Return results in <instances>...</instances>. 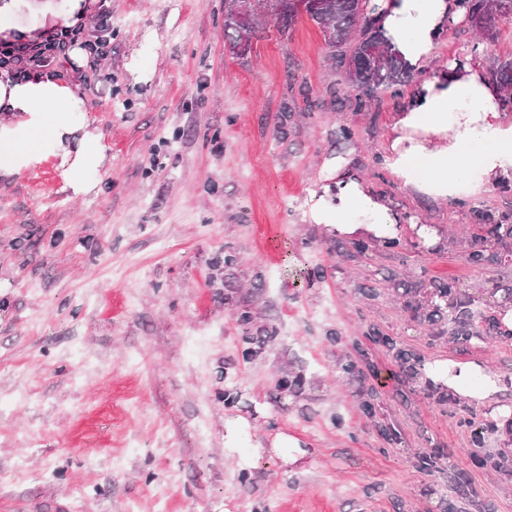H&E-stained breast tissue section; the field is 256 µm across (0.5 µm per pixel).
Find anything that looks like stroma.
<instances>
[{
	"instance_id": "obj_1",
	"label": "stroma",
	"mask_w": 512,
	"mask_h": 512,
	"mask_svg": "<svg viewBox=\"0 0 512 512\" xmlns=\"http://www.w3.org/2000/svg\"><path fill=\"white\" fill-rule=\"evenodd\" d=\"M90 8L89 34L100 12L112 14L111 53L94 70L68 56L54 69L77 85L105 146L95 191L72 198L53 152L35 169L0 170V512H512V479L473 462L512 460L499 416L512 414V339L456 347L414 311L418 289L452 277L472 311L496 312L490 291L512 286V253L474 268L461 237L479 232L475 209L512 211V179L444 199L405 187L384 149L414 87L367 112L332 110L341 77L306 17L283 33L260 17L242 58L224 44V0ZM493 57H512V20L480 43L464 19L422 76ZM306 88L320 103L310 115ZM342 126L352 140H337ZM348 155L404 214L396 247L359 252L348 237L339 252L304 220L318 170ZM422 224L444 228L447 246H429ZM227 247L242 261L210 283ZM245 303L278 334L248 362L234 317ZM372 327L426 363L476 365L468 386L494 383L492 406L469 401L459 414V392L441 402L411 384L367 338ZM359 348L362 375L342 376L337 361ZM285 365L305 378L298 395L275 389ZM228 375L242 393L232 408L216 398ZM377 384L372 420L359 394ZM236 418L247 426L230 449L224 424ZM379 421L399 444L378 435ZM476 422L486 427L479 449ZM280 433L300 442L295 465L271 446ZM425 448L448 455L463 489L414 467Z\"/></svg>"
}]
</instances>
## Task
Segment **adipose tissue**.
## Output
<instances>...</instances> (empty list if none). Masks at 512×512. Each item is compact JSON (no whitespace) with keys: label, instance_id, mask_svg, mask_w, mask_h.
Wrapping results in <instances>:
<instances>
[{"label":"adipose tissue","instance_id":"adipose-tissue-1","mask_svg":"<svg viewBox=\"0 0 512 512\" xmlns=\"http://www.w3.org/2000/svg\"><path fill=\"white\" fill-rule=\"evenodd\" d=\"M386 38L411 65L428 59L449 21L464 17L459 0H371ZM29 13L39 25L0 30V38L40 42L57 28L84 26L87 0H0V16ZM499 87L481 63L444 65L438 76L425 80L392 124L386 160L412 185L413 160L433 159L429 178L420 186L435 197H447L458 185L478 178L495 187L512 176V117L502 106ZM56 116V143L61 177L73 196L89 194L100 175L105 147L99 134L82 118L83 103L71 86L44 71L27 80L0 72V149L14 156V171L35 168L41 161L34 141L46 113ZM307 222L328 232L365 237L378 242L395 238L405 217L360 177L347 157L325 163L304 213Z\"/></svg>","mask_w":512,"mask_h":512}]
</instances>
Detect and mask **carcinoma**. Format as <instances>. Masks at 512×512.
Returning <instances> with one entry per match:
<instances>
[{
  "instance_id": "cac0c4a2",
  "label": "carcinoma",
  "mask_w": 512,
  "mask_h": 512,
  "mask_svg": "<svg viewBox=\"0 0 512 512\" xmlns=\"http://www.w3.org/2000/svg\"><path fill=\"white\" fill-rule=\"evenodd\" d=\"M242 0H224V42L231 50L243 44H250L251 36L257 25L258 14L262 11L281 23V31H286L300 12L288 8H277L278 0H254L249 4L251 15L238 17V6ZM370 0H313L306 4V16L319 28L326 45L331 49V60L345 83L349 94L337 99L338 104L346 105L356 112H367L372 102L381 92L398 91L402 86H410L418 81L419 72L406 64L392 51L385 40L375 9L369 7ZM497 0H460L465 8L468 20L482 21L484 26L494 28L500 21L496 11ZM490 79L506 91L505 106L512 109V59L492 58L489 66ZM475 215L489 225L488 235L471 236L466 250V260L472 267L479 268L488 260V252L496 247L507 250L512 248V224L493 223V215L474 210ZM240 258L230 249L216 258L211 279L238 266ZM459 283L453 280L435 285L426 294L425 303L416 306L422 310L421 322L431 326L438 321L448 323L447 331L438 335H447L449 342L479 347L501 336L512 337V330L502 326L495 317L474 313L465 302L459 299ZM240 328L239 349L243 359L250 360L265 344L276 337L272 330L266 336L253 333L254 312L249 307L237 310L235 314ZM369 337L382 342L392 353L400 372L413 379L424 370V360L413 351L405 348L395 337L384 335L375 330ZM303 383L299 373L283 372L277 379L276 388L283 393L294 392ZM443 455L436 451H425L415 456V466L426 472L439 468Z\"/></svg>"
}]
</instances>
